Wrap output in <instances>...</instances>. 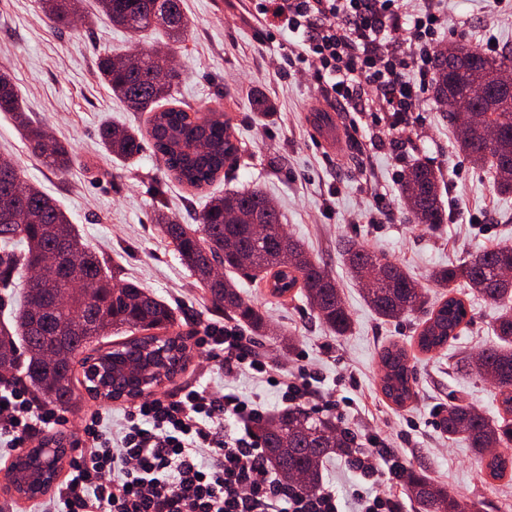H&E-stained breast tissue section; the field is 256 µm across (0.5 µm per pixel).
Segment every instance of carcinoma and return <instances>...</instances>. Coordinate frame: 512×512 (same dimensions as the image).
Here are the masks:
<instances>
[{
	"label": "carcinoma",
	"mask_w": 512,
	"mask_h": 512,
	"mask_svg": "<svg viewBox=\"0 0 512 512\" xmlns=\"http://www.w3.org/2000/svg\"><path fill=\"white\" fill-rule=\"evenodd\" d=\"M47 18L58 29L72 25L82 11L83 0H40ZM99 12L112 26L132 32L162 28L174 43L184 41L191 22L181 0H97ZM168 54L161 48L139 50L133 57H105L99 62L100 78L131 112H147L144 129L106 123L99 135L104 148L119 160L138 156L144 137L165 161L169 176L196 190L232 170L238 153L237 138L229 122L206 116L186 104H178L176 86L180 70L169 71L158 82L156 73L166 67ZM512 66V52L491 55L472 50L454 40L438 48L432 58V88L435 97L466 98L470 75L477 74L488 87L487 97L476 103L483 127L496 128L499 140L488 146L477 129L463 127L456 113L448 115L457 149L473 168L490 165L493 188L500 196L512 194V98L496 86L499 73ZM0 112L14 118L31 151L51 171L64 174L72 161L69 146L46 128L29 120L22 100L10 81L0 74ZM444 178L427 162L408 166L401 175V193L414 221L431 228L448 223L442 201ZM251 214L260 224L271 226L260 235L240 215ZM199 227L180 223L175 216L159 213L156 224L170 239L182 264L211 297L216 312L249 326L262 335V312L246 299L236 284L212 275L220 264L266 283L277 299L297 291L316 311L318 319L338 336L352 327L334 279L314 260L303 245L288 237L293 261L281 257V215L269 198L256 189H241L214 196L198 218ZM57 249L73 255L75 262L64 269H47L38 279L26 281L23 303L10 323L0 325V385L16 380L19 371L35 399L63 408L71 405L78 357L93 340L114 331L167 330L174 325L173 309L137 284L104 272L105 261L88 249L77 227L59 206L36 186L27 183L10 162H0V283L12 279L19 269L42 265ZM353 277L366 283L365 298L384 319L424 308L427 295L399 266L353 241L342 245ZM512 245H497L457 265L434 269L431 279L448 289L434 303L416 336L419 351L429 353L448 346L460 335L468 320L464 301L453 295L452 285L463 281L481 296L499 306L493 332L496 340L479 352L469 365L479 376L493 381L501 396L503 415L494 420L463 405L448 407L440 426L448 437L465 438L479 458L488 457L487 474L494 480L512 472V458L491 449L512 444ZM153 335L118 344L113 353L140 355L154 349ZM187 359V345L180 336L167 340L166 376L175 375ZM383 375L381 391L395 406L403 407L415 395V381L406 350L391 344L380 353ZM255 431L264 448L268 468L281 479H298L309 491L320 488L323 463L334 457H349L356 436L339 429L329 414L290 407L262 418ZM414 512H482L479 501L462 500L446 487L434 484L422 470L408 468L403 475Z\"/></svg>",
	"instance_id": "carcinoma-1"
}]
</instances>
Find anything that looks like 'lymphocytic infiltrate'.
I'll return each mask as SVG.
<instances>
[{
  "label": "lymphocytic infiltrate",
  "instance_id": "1",
  "mask_svg": "<svg viewBox=\"0 0 512 512\" xmlns=\"http://www.w3.org/2000/svg\"><path fill=\"white\" fill-rule=\"evenodd\" d=\"M257 17L288 34L282 56L289 70L351 112L361 126L367 112L390 116L399 130L432 78L431 60L447 22L437 0L408 9L406 0H251ZM199 344L215 371L245 370L280 388L288 406L314 396L311 379L297 377L260 351L254 337L232 325H207ZM263 406L201 384L129 407L117 434L101 418H85L58 512H345L336 489L305 490L272 475L252 429ZM63 410L36 405L22 383L0 389V441L27 447L41 432L64 424ZM407 460L369 436L349 467L364 481L353 491L356 512H399L393 495L367 482L395 481Z\"/></svg>",
  "mask_w": 512,
  "mask_h": 512
}]
</instances>
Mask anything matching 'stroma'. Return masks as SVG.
I'll use <instances>...</instances> for the list:
<instances>
[{"label": "stroma", "mask_w": 512, "mask_h": 512, "mask_svg": "<svg viewBox=\"0 0 512 512\" xmlns=\"http://www.w3.org/2000/svg\"><path fill=\"white\" fill-rule=\"evenodd\" d=\"M183 2L190 34L170 46L183 72L178 97L195 108L216 109L234 126L240 152L230 179L196 190L171 181L152 146L126 162L102 147L104 122L141 126L146 115L128 111L113 97L99 78L100 59L167 43L159 31L136 36L113 27L95 0H85L84 20L63 30L53 28L38 0H0V72L10 76L26 112L69 145L72 164L66 174L50 172L3 113L0 160L14 163L26 181L51 197L108 268L175 309L174 330L184 338L189 357L156 395L197 381L218 395L232 391L261 400L270 416L284 408L277 387L245 371H207L192 325H221L225 318L214 312L155 223L161 208L190 224L210 196L242 188L264 192L280 211L285 231L335 278L353 321L347 335H333L302 298H273L264 285L234 274L242 294L265 316L260 342L269 356L317 375L337 426L354 431L358 440L379 433L436 484L463 499L480 500L483 512H512V480L491 479L465 441L448 439L438 425L448 406L458 402L490 418L499 414L492 382L458 366L461 358L474 357L493 341L496 307L469 291L471 324L448 348L421 353L414 338L426 312L380 319L341 255L344 241L359 242L403 268L429 300H438L443 291L430 279L433 269L496 244H512V196L494 192L489 171L461 162L448 124L450 106L432 91H425L400 136L390 135L383 124L353 129L351 115L337 111L320 89L278 68L284 42L267 22L250 17L249 0ZM442 11L448 19L445 39L460 38L487 53L512 50V5L505 0H444ZM259 99L269 113L256 111ZM328 114L341 130L337 144L324 146L317 129ZM417 159L431 161L448 183L443 194L448 222L435 231L412 221L400 196V172ZM283 336L292 340V349L281 346ZM392 343L406 349L416 378V394L401 408L380 389V352ZM75 394L77 402L58 429L65 442H72L82 420L97 411L104 416V431L119 428L128 402L92 397L81 383Z\"/></svg>", "instance_id": "obj_1"}]
</instances>
